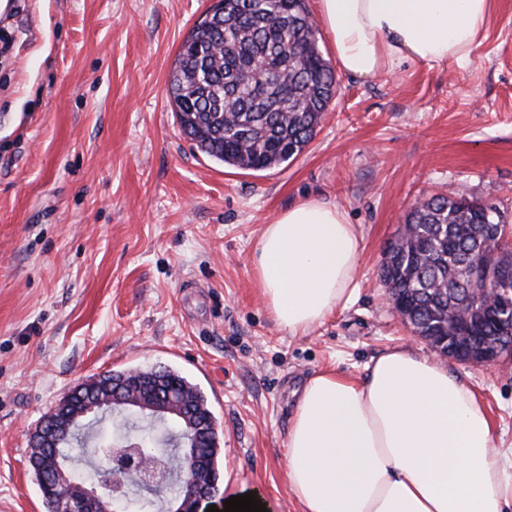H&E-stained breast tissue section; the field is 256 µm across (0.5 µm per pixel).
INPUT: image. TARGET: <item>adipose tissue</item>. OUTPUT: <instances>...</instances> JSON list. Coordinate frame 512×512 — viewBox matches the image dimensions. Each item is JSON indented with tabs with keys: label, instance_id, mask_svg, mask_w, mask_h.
<instances>
[{
	"label": "adipose tissue",
	"instance_id": "obj_1",
	"mask_svg": "<svg viewBox=\"0 0 512 512\" xmlns=\"http://www.w3.org/2000/svg\"><path fill=\"white\" fill-rule=\"evenodd\" d=\"M492 0H317L340 71L466 67ZM356 228L309 198L264 226L253 268L272 321L309 332L357 286ZM302 512H512V464L472 387L439 361L388 350L364 381L325 370L298 394L284 453Z\"/></svg>",
	"mask_w": 512,
	"mask_h": 512
}]
</instances>
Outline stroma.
<instances>
[{"label":"stroma","mask_w":512,"mask_h":512,"mask_svg":"<svg viewBox=\"0 0 512 512\" xmlns=\"http://www.w3.org/2000/svg\"><path fill=\"white\" fill-rule=\"evenodd\" d=\"M213 0H26L0 18V512H46L29 465L40 419L77 384L165 367L204 394L237 488L300 512L284 449L296 394L360 381L383 352L430 355L379 278L409 209L465 192L512 217V0H493L464 68L337 75L309 146L265 171L214 163L182 134L167 78ZM308 197L361 238L358 296L309 333L269 318L251 256ZM512 449V367L446 360Z\"/></svg>","instance_id":"35a3bbf8"}]
</instances>
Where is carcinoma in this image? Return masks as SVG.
<instances>
[{"mask_svg": "<svg viewBox=\"0 0 512 512\" xmlns=\"http://www.w3.org/2000/svg\"><path fill=\"white\" fill-rule=\"evenodd\" d=\"M305 0H220L182 43L168 77L176 120L199 151L218 163L262 171L301 154L336 93V77L323 58ZM411 238L394 248L381 279L402 300L420 332L440 336L447 312L468 298V269L485 262L497 285L512 289V247L501 236H479L507 220L489 202L465 194L433 195L411 207ZM177 400L188 401L209 428L213 416L200 390L176 372ZM93 427L68 435L95 443ZM190 431L182 422L153 420L143 447L171 468L165 488L178 491L180 448Z\"/></svg>", "mask_w": 512, "mask_h": 512, "instance_id": "cac0c4a2", "label": "carcinoma"}]
</instances>
